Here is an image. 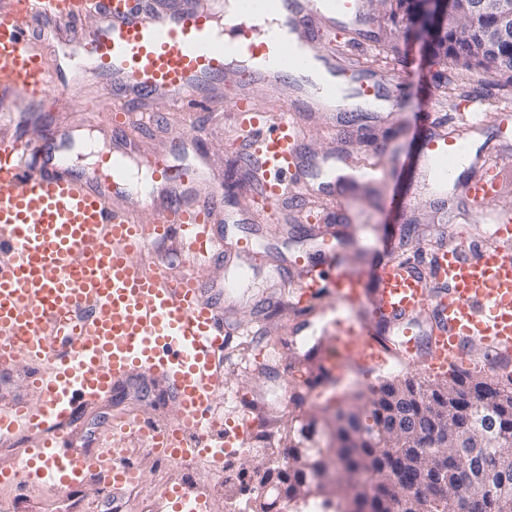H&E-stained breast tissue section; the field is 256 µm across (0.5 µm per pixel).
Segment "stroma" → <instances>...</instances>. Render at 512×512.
<instances>
[{
  "mask_svg": "<svg viewBox=\"0 0 512 512\" xmlns=\"http://www.w3.org/2000/svg\"><path fill=\"white\" fill-rule=\"evenodd\" d=\"M365 2L367 26L359 34L357 45L347 46L340 34L333 45L350 48L347 63L352 69L390 73V118L380 121L366 115L355 121L348 119L334 131L322 113L300 115L305 128V154L343 155L335 178L345 182V196L338 204L327 206L320 224L296 223L292 206L284 210L278 224L217 222L215 231L223 236L225 250H234L238 239H251L256 250L254 277L245 286L226 290L225 284L236 268L221 256L202 273L207 297L224 307L231 325L224 375L228 392L219 404L224 411L254 423L248 451L234 459L239 470L250 471L273 460L277 451L287 448L290 429L299 424L323 423L337 408L347 407L356 394L367 392L383 380L416 372L415 366L389 355L373 369H349L340 383L304 389V381L317 374L322 352L330 342L328 308L332 300L320 297L312 313H301L299 291L294 287L296 271L291 266L296 256L318 262L324 244L331 241L342 260L368 266L385 257V244L393 236L398 237L407 254L416 255L438 241L443 232L463 231L479 238L487 230L480 223L459 224L455 207L440 204L427 191L410 192L409 187L417 177L415 162L425 120L444 123L462 113L512 109V77L497 75L482 81L475 72L451 62H429L421 42L409 40L404 26L385 16L379 0ZM47 125L56 130L63 149H71L75 135L81 133L96 139L104 150L112 148L113 129L97 112L81 105L64 109L51 99L19 105L5 131L33 139ZM133 137L143 155L165 153L183 163L205 160L210 173L225 185L224 202L230 208L262 207L261 198L250 192L247 183L248 145L233 143L223 117L207 106L188 112L158 107L155 119L137 125ZM385 148L396 152L398 164L383 177H363L357 160ZM395 194L405 197V206L388 207L389 198ZM263 359L269 360L270 372L256 370V362ZM299 389L304 390L305 401L296 409L289 397ZM128 406L160 423L176 417L165 379L151 374L139 380L128 394L105 403L87 425L96 427L111 411ZM134 458L145 492L154 496L159 485L165 483L204 486L211 493L212 512H239L243 504L253 500L252 494L241 490L225 493L223 484L208 467L188 470L174 463L161 469L154 456L142 449L135 450ZM153 510L173 512L171 503L156 496Z\"/></svg>",
  "mask_w": 512,
  "mask_h": 512,
  "instance_id": "35a3bbf8",
  "label": "stroma"
}]
</instances>
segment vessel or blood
<instances>
[{"mask_svg": "<svg viewBox=\"0 0 512 512\" xmlns=\"http://www.w3.org/2000/svg\"><path fill=\"white\" fill-rule=\"evenodd\" d=\"M91 12L95 22L67 51L66 69L52 67L31 30L55 33ZM366 21L364 0H237L228 19L221 0H0V112L50 94L70 106L91 72L112 83L96 109L117 132L102 173L84 176L73 175L68 155L46 140L0 134V369L24 363L28 385L42 397L0 408V444L21 448L15 466L0 468L1 483L69 493L90 479L118 493L132 475L125 440L207 456L215 472L227 449L244 447L248 419L216 414L227 321L195 275L224 251L213 231L223 187L204 165L156 154L146 162L150 183L130 192L132 113L115 102L186 109L202 100L227 113L236 140L260 158L249 178L264 202L255 217L275 224L284 202L306 189L300 112L313 111L317 99L367 112L381 98L384 75H347L344 59L325 44L335 30L353 36ZM310 62L349 76L351 95L317 88L303 74ZM240 65L244 79L230 100L218 89ZM254 82L266 89V108L251 103ZM425 138L417 166L434 190L466 157L469 141L444 128ZM478 166L464 188L467 210L493 229L480 241L443 239L427 271L397 252L366 274L337 258L324 270L295 258L308 269L298 284L303 296L336 295L327 360L337 369L368 365L387 347L434 375L512 358V208L489 204L512 158L485 155ZM144 203L154 207L148 222ZM172 239L189 268L178 279L148 254L149 245ZM367 280L374 288L366 295ZM353 305L361 311L355 319L345 313ZM150 373L169 384L174 425L129 411L86 432L89 414Z\"/></svg>", "mask_w": 512, "mask_h": 512, "instance_id": "obj_1", "label": "vessel or blood"}]
</instances>
